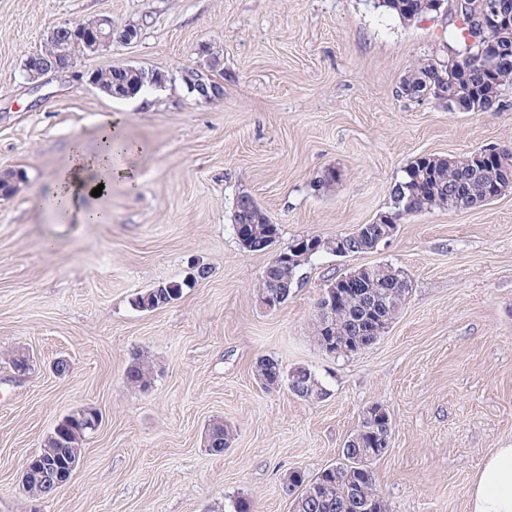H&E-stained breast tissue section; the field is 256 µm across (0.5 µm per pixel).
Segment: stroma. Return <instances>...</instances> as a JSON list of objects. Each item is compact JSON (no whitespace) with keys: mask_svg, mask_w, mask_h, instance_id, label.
Masks as SVG:
<instances>
[{"mask_svg":"<svg viewBox=\"0 0 512 512\" xmlns=\"http://www.w3.org/2000/svg\"><path fill=\"white\" fill-rule=\"evenodd\" d=\"M101 15L137 39L32 88L23 60L47 31ZM447 24L404 23L372 0H0V172L23 176L0 197V512H225L237 496L289 512L287 475L342 462L374 403L393 420L373 465L393 512H468L478 466L512 445V191L405 219L375 251L317 256L279 310L257 300L274 250L372 223L416 157L512 147V87L496 112L400 95ZM117 63L170 79L111 99L88 78ZM194 77L217 80L223 96L190 95ZM112 122L138 147L124 163L139 183L88 199L106 222H68L50 204L51 178L74 141L94 144ZM242 194L278 225L273 249L240 245ZM382 264L411 281L389 332L356 355H327L313 339L320 294ZM199 265L208 275L197 280ZM189 278L168 307L133 304ZM18 351L33 359L22 376L10 366ZM136 357L154 372L144 392L124 379ZM265 357L314 369L327 396L265 390L254 375ZM87 405L101 423L75 476L32 498L26 460ZM217 419L235 433L220 455L204 446Z\"/></svg>","mask_w":512,"mask_h":512,"instance_id":"obj_1","label":"stroma"}]
</instances>
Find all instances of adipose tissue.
<instances>
[{"label":"adipose tissue","instance_id":"adipose-tissue-1","mask_svg":"<svg viewBox=\"0 0 512 512\" xmlns=\"http://www.w3.org/2000/svg\"><path fill=\"white\" fill-rule=\"evenodd\" d=\"M133 148L118 125L103 127L94 145L75 141L70 167L54 177L55 202L68 217L82 224L99 222L98 211L85 207L94 188L123 182L135 187L139 179L119 162ZM469 512H512V446L494 449L476 470L470 490Z\"/></svg>","mask_w":512,"mask_h":512}]
</instances>
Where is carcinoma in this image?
I'll list each match as a JSON object with an SVG mask.
<instances>
[{"label":"carcinoma","mask_w":512,"mask_h":512,"mask_svg":"<svg viewBox=\"0 0 512 512\" xmlns=\"http://www.w3.org/2000/svg\"><path fill=\"white\" fill-rule=\"evenodd\" d=\"M435 0H375L374 6L385 12L405 20L404 11L411 9L416 19L430 17L434 14ZM443 46L452 49L469 61V65L478 67V49L470 44L469 38L463 33V29L453 25L446 30ZM445 60V54L430 56L419 61L411 67L403 76L401 84L416 88L417 96L421 97L428 91V85L423 78L440 69L441 61ZM512 86V66L498 71L496 85L492 88H480V76L474 74L471 84L462 85L459 93L462 99L468 103L467 111H483L482 98L486 95L501 97L502 90ZM512 173V151L503 153L497 164L478 165L471 155L462 156L456 160L448 161L440 156L430 154L423 155L410 162L403 170L400 178L392 185L391 201H396L398 196H403L400 206H391L389 212L406 211L401 219L435 209L448 210L450 212L461 210V203L469 201L474 203L483 200L484 187L496 181L501 171ZM240 204L234 208L233 219L237 224L244 221L261 229L260 235L264 236L268 231H278L271 224L269 217L257 205L247 208L241 201L243 196H238ZM308 264V260L301 259L290 271L273 268L268 271L267 277L261 278L258 293L290 295V288L299 280L302 268ZM397 269L387 264L371 267V276L380 288L376 292L380 295L381 302L390 307V317H396L409 291L390 293L387 286L394 281ZM183 292V284L169 282L150 288L136 295L134 305L143 311H153L166 307L178 300ZM341 309L346 315L336 317V334L328 336L323 331L321 323H316L315 340L322 351H327L328 346L334 343H343L347 340L356 342L364 341V337L356 335V325L351 322L349 314L362 312L361 303L355 297H350L342 303ZM313 370L298 366L290 372H285L281 363L273 358H264L257 364L256 377L260 384L270 390H277L293 379L296 385L303 387L308 384ZM128 385L147 389L153 379L151 368L142 361L132 362L125 373ZM385 413L373 415L363 412L357 429L353 434L356 440L354 447L344 449L345 462L324 469L315 478L310 479L305 474L297 471L291 479L302 505L298 512H389V504L377 491L376 477L372 464L380 459L376 449L381 447L379 441L372 439V433L379 425ZM89 429L83 425L80 419L62 427L59 433L53 432L45 440L42 453L46 456L63 457L69 449L78 448L86 438ZM233 437V430L222 421H215L207 429L208 451L217 455L224 452Z\"/></svg>","instance_id":"cac0c4a2"}]
</instances>
